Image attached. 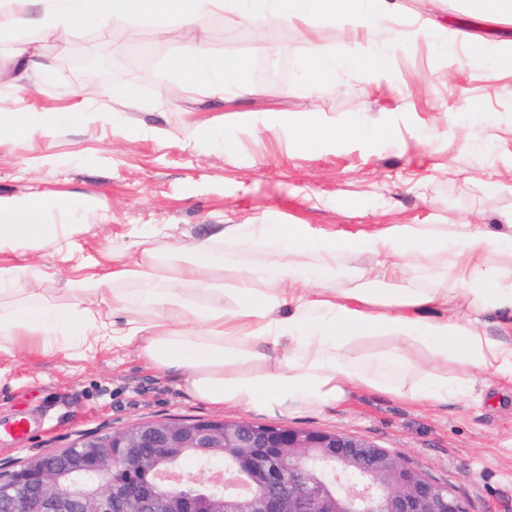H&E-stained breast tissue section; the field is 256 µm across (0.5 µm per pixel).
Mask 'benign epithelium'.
<instances>
[{
    "mask_svg": "<svg viewBox=\"0 0 512 512\" xmlns=\"http://www.w3.org/2000/svg\"><path fill=\"white\" fill-rule=\"evenodd\" d=\"M92 80L105 65L78 59ZM193 460L205 479L180 469ZM0 512H467L450 489L340 432L181 418L83 434L0 469Z\"/></svg>",
    "mask_w": 512,
    "mask_h": 512,
    "instance_id": "7a95c632",
    "label": "benign epithelium"
}]
</instances>
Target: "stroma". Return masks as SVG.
Returning <instances> with one entry per match:
<instances>
[{
    "label": "stroma",
    "instance_id": "obj_1",
    "mask_svg": "<svg viewBox=\"0 0 512 512\" xmlns=\"http://www.w3.org/2000/svg\"><path fill=\"white\" fill-rule=\"evenodd\" d=\"M402 25L424 21L431 39L409 38L385 70L366 72L339 62L335 77L313 93L299 86L309 58L297 26L258 19H205L206 47L216 57L247 60L245 90L214 107L195 84L166 93L167 63L186 27L159 35L130 20L108 32L86 28L69 41L46 30L0 32V110L98 111L101 83L65 71V58L97 49L121 58L150 47L146 75L123 70L119 82L139 88L137 105H113L108 118L64 130L41 126L21 139L0 136V196L44 195L69 202L71 223L85 255L136 249L135 230L174 224L197 235L209 224H309L353 231L362 224L456 223L497 228L512 209V70L463 65V41L512 46V17L490 18L466 0H392ZM50 61L55 79L17 90L16 49ZM290 58L287 83H261L259 60ZM275 110L294 121L334 132L330 149L306 147L279 130L255 132L242 113ZM457 124H450L449 116ZM162 129L161 137L129 141L122 128ZM223 129L217 150L195 147L205 130ZM354 200L351 209L341 199ZM105 205L100 223L89 201ZM0 261L25 272L1 296L5 304L36 300L66 308L64 286L73 272L59 256L34 260L5 254ZM199 419L289 424L368 439L407 466L448 486L467 512H512V382L480 376L470 398L442 407L411 404L360 390L321 412L288 415L214 408L187 396L172 377L147 368L134 349H86L59 342L46 356L0 353V467L42 451L64 448L84 433H109L147 420ZM25 419L18 439L5 424Z\"/></svg>",
    "mask_w": 512,
    "mask_h": 512
}]
</instances>
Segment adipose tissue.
Here are the masks:
<instances>
[{"instance_id":"1","label":"adipose tissue","mask_w":512,"mask_h":512,"mask_svg":"<svg viewBox=\"0 0 512 512\" xmlns=\"http://www.w3.org/2000/svg\"><path fill=\"white\" fill-rule=\"evenodd\" d=\"M301 24L341 16L372 38L333 53L313 43L301 84L313 91L336 72L337 59L383 70L405 32L384 25L389 0H28L0 9V30L48 29L67 37L141 18L176 20L191 35L170 71L224 101L240 60L212 57L198 32L222 11L249 18L254 8ZM86 112H12L0 132L21 136L41 124L59 129ZM49 202L0 197V254L49 251L73 259L74 224L47 220ZM163 275L144 269L152 248L120 250L108 265L70 289L59 310L17 303L0 308V339L30 354L60 339L120 349L135 346L155 371L210 406L258 412L322 411L365 388L441 407L474 392L478 373L512 379V325L499 335L488 315L512 312V211L498 229L456 224H373L353 232L308 224H211ZM136 278L133 294L118 281ZM151 304L144 318L131 304ZM457 374H449V366Z\"/></svg>"}]
</instances>
